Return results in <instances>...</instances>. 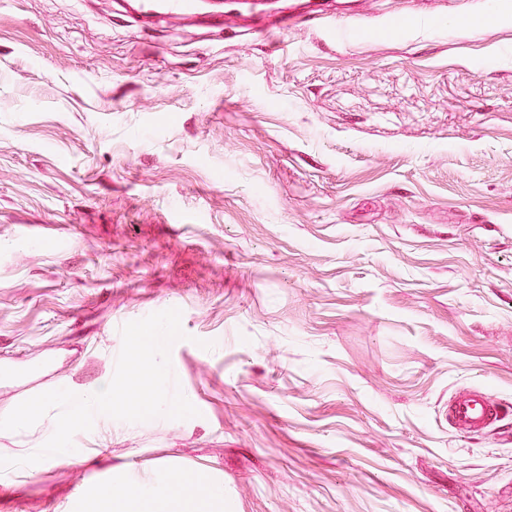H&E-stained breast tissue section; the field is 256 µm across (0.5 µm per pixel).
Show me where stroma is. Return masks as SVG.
I'll use <instances>...</instances> for the list:
<instances>
[{
	"label": "stroma",
	"mask_w": 512,
	"mask_h": 512,
	"mask_svg": "<svg viewBox=\"0 0 512 512\" xmlns=\"http://www.w3.org/2000/svg\"><path fill=\"white\" fill-rule=\"evenodd\" d=\"M260 9L353 36L262 34ZM223 13L142 30L126 0H0V363L91 390L123 325L177 308L199 411L95 422L0 472V512L177 473L224 512H512V0ZM468 389L498 428L449 427ZM54 423L0 430V456ZM305 23L318 29L330 30L338 39H344L352 32V26L348 19L343 16L328 15L327 13H318L308 17L294 13L271 15L261 28L266 30H288Z\"/></svg>",
	"instance_id": "stroma-1"
}]
</instances>
